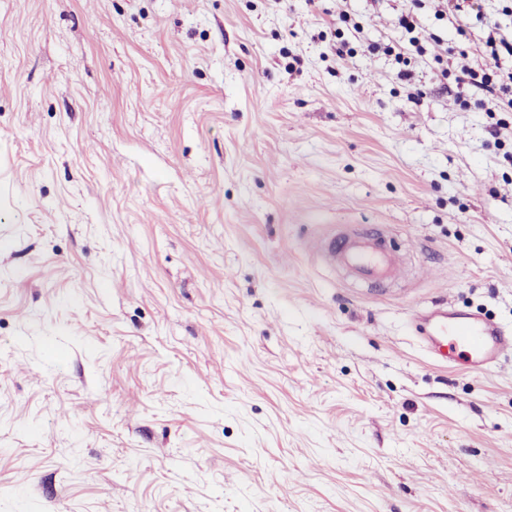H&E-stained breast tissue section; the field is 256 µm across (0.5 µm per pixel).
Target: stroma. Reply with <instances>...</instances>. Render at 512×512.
<instances>
[{"mask_svg":"<svg viewBox=\"0 0 512 512\" xmlns=\"http://www.w3.org/2000/svg\"><path fill=\"white\" fill-rule=\"evenodd\" d=\"M409 7L0 0V512H512V352L413 326L512 335V112L366 52ZM331 253L360 281L380 283L391 278L396 263L386 247L383 236L355 235L344 237L336 248V237L331 242ZM417 318L418 334L431 354L461 362L471 371L487 370L512 350V338L481 314L435 304Z\"/></svg>","mask_w":512,"mask_h":512,"instance_id":"35a3bbf8","label":"stroma"}]
</instances>
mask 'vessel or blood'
Returning a JSON list of instances; mask_svg holds the SVG:
<instances>
[{"mask_svg": "<svg viewBox=\"0 0 512 512\" xmlns=\"http://www.w3.org/2000/svg\"><path fill=\"white\" fill-rule=\"evenodd\" d=\"M331 253L358 280L366 283L386 281L396 269L381 236L342 238ZM418 321V334L431 354L460 362L474 372L487 370L512 351V338L498 324L478 313L458 310L449 304L435 305L419 312Z\"/></svg>", "mask_w": 512, "mask_h": 512, "instance_id": "obj_1", "label": "vessel or blood"}]
</instances>
